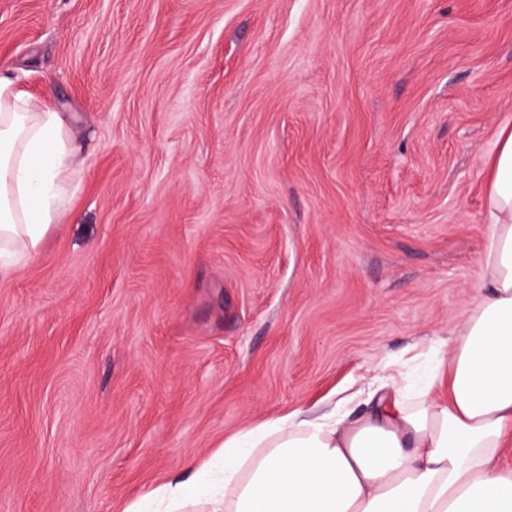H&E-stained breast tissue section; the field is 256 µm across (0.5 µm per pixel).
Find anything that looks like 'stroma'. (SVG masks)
<instances>
[{
	"instance_id": "35a3bbf8",
	"label": "stroma",
	"mask_w": 512,
	"mask_h": 512,
	"mask_svg": "<svg viewBox=\"0 0 512 512\" xmlns=\"http://www.w3.org/2000/svg\"><path fill=\"white\" fill-rule=\"evenodd\" d=\"M80 176L0 270V512H124L224 440L448 355L512 0H0Z\"/></svg>"
}]
</instances>
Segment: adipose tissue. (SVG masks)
I'll list each match as a JSON object with an SVG mask.
<instances>
[{"mask_svg":"<svg viewBox=\"0 0 512 512\" xmlns=\"http://www.w3.org/2000/svg\"><path fill=\"white\" fill-rule=\"evenodd\" d=\"M76 149L65 115L34 104L0 70V248L35 254L53 224ZM482 294L448 359L417 394L380 385L372 409L296 410L225 441L194 475L144 503L186 506L220 473L207 512H512V128L488 159Z\"/></svg>","mask_w":512,"mask_h":512,"instance_id":"1","label":"adipose tissue"}]
</instances>
